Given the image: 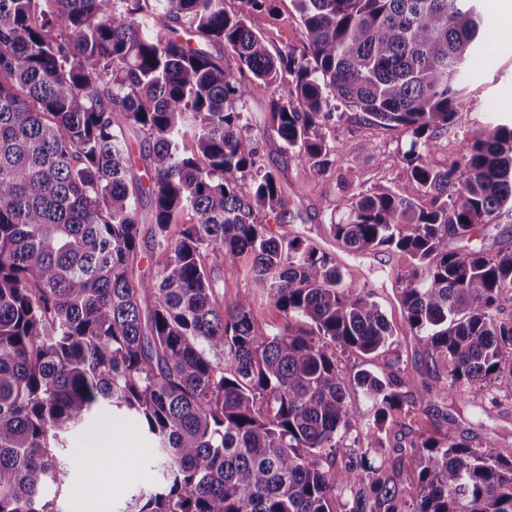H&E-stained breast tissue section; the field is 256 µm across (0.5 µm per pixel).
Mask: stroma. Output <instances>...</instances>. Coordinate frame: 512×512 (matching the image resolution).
<instances>
[{"label":"stroma","mask_w":512,"mask_h":512,"mask_svg":"<svg viewBox=\"0 0 512 512\" xmlns=\"http://www.w3.org/2000/svg\"><path fill=\"white\" fill-rule=\"evenodd\" d=\"M476 8L489 21L493 40L487 55L460 88L463 110L459 120L439 135L429 155L431 166L441 170L459 162L465 147L479 137L486 125L512 120V16L500 12L494 0H476ZM247 23L265 38L270 50H300L305 45V29L291 0H274L271 10L249 15ZM260 145L265 161L281 170L282 187L288 199L286 213L278 219L276 230L303 239L312 238L334 253L345 272L346 284H365L373 289L376 300L397 330L394 345L381 356L338 354V364L349 379V401L356 406L365 403L364 395L353 381L360 370L384 374L394 357L399 358L401 367L409 374L425 378L431 360L406 332L395 285V274L406 265V257L385 248L349 252L339 248L328 232L331 221L347 216V202L353 195L379 186L401 189L411 185L410 170L403 158L409 147L408 133L400 128L365 124L353 111H346L331 133L332 164L317 181L310 178L302 161L282 154V141L274 129L265 131ZM505 243L512 245V211L507 209L493 223L479 226L472 237L449 240L448 248L458 252L479 250L492 255ZM467 396L469 403L464 407L440 400L430 411L415 410L413 427L435 436L453 428L469 437L473 448H492L503 456L512 455V381L504 379L487 388H472ZM103 437L129 451L112 470L99 472L101 480L111 486V496H84L90 469L78 464L72 468L69 489L58 499L62 512H122V488L149 483L152 448L140 425L128 419L104 433L80 436L79 445L93 448Z\"/></svg>","instance_id":"35a3bbf8"}]
</instances>
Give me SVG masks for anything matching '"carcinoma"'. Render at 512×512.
<instances>
[{
    "label": "carcinoma",
    "mask_w": 512,
    "mask_h": 512,
    "mask_svg": "<svg viewBox=\"0 0 512 512\" xmlns=\"http://www.w3.org/2000/svg\"><path fill=\"white\" fill-rule=\"evenodd\" d=\"M238 2L0 0V512H62L69 460L94 461L70 436L116 416L160 455L151 487L122 491L123 512H333L338 496L343 512H512V459L451 428L416 437L409 420L465 403L512 360V247L448 251L512 209V126L486 127L444 171L427 160L490 27L469 0H292L306 46L273 52L247 24L268 0ZM280 84L268 122L313 180L338 102L411 137L420 198L361 192L329 224L351 252L409 256L400 301L434 359L429 382L397 362L360 371L366 413L346 400L336 351L375 354L394 330L333 254L266 222L286 206L279 172L260 133L243 146L244 106ZM185 211L193 223H177ZM244 259L251 287L221 299L215 266ZM262 299L281 326L259 324Z\"/></svg>",
    "instance_id": "carcinoma-1"
}]
</instances>
